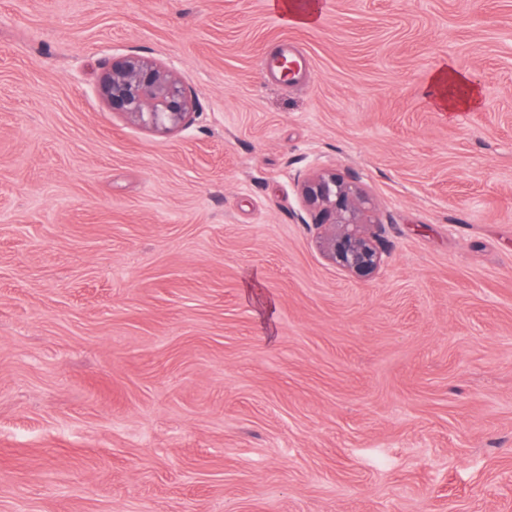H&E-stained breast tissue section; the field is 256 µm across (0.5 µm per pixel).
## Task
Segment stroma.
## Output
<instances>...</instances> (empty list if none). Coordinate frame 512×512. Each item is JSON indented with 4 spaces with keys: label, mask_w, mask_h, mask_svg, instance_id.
<instances>
[{
    "label": "stroma",
    "mask_w": 512,
    "mask_h": 512,
    "mask_svg": "<svg viewBox=\"0 0 512 512\" xmlns=\"http://www.w3.org/2000/svg\"><path fill=\"white\" fill-rule=\"evenodd\" d=\"M320 3L0 0V512H512V0ZM126 54L188 129L108 109ZM322 169L372 279L299 220ZM280 11L289 15V21L300 26L311 25L317 15L318 5L312 2H295L292 1L289 6L288 2H282L277 5ZM98 90L112 112L160 133L189 128L197 113L192 91L176 72L136 54L112 59ZM430 93L436 104L446 112L473 110L482 103L479 85L449 63L434 71ZM301 193L313 226L320 229L324 256L351 278L375 276L387 249L380 233L370 229L376 224L371 201L360 186L325 170L305 177Z\"/></svg>",
    "instance_id": "stroma-1"
}]
</instances>
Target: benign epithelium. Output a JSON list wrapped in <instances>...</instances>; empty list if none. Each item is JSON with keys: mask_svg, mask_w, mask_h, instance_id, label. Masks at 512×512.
<instances>
[{"mask_svg": "<svg viewBox=\"0 0 512 512\" xmlns=\"http://www.w3.org/2000/svg\"><path fill=\"white\" fill-rule=\"evenodd\" d=\"M98 90L111 111L160 133L189 128L197 113L192 91L176 72L136 54L109 62ZM301 193L320 229L324 256L352 278L375 276L387 249L380 233L370 229L371 201L360 186L325 170L304 178Z\"/></svg>", "mask_w": 512, "mask_h": 512, "instance_id": "benign-epithelium-1", "label": "benign epithelium"}]
</instances>
